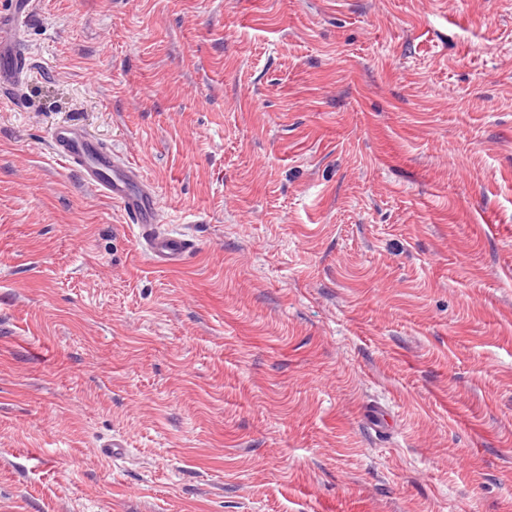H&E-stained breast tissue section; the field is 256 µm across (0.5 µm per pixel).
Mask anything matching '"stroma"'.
<instances>
[{"instance_id": "1", "label": "stroma", "mask_w": 512, "mask_h": 512, "mask_svg": "<svg viewBox=\"0 0 512 512\" xmlns=\"http://www.w3.org/2000/svg\"><path fill=\"white\" fill-rule=\"evenodd\" d=\"M26 39L0 512H512V0H36ZM63 121L184 267L49 153ZM48 148L82 184L119 206L126 228L137 238L144 255L157 267L184 265L198 245L193 236L163 230L160 196L140 169L120 160L112 146L74 123H60L48 132Z\"/></svg>"}]
</instances>
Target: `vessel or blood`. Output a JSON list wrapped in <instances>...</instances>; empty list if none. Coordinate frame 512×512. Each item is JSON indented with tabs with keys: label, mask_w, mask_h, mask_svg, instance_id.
Masks as SVG:
<instances>
[{
	"label": "vessel or blood",
	"mask_w": 512,
	"mask_h": 512,
	"mask_svg": "<svg viewBox=\"0 0 512 512\" xmlns=\"http://www.w3.org/2000/svg\"><path fill=\"white\" fill-rule=\"evenodd\" d=\"M35 0H0V102L20 110V89L30 66L25 32ZM51 153L76 173L82 184L119 206L144 255L157 267L184 265L198 245L193 236L163 228L161 199L140 169L120 160L110 145L74 123H60L48 132Z\"/></svg>",
	"instance_id": "1"
}]
</instances>
